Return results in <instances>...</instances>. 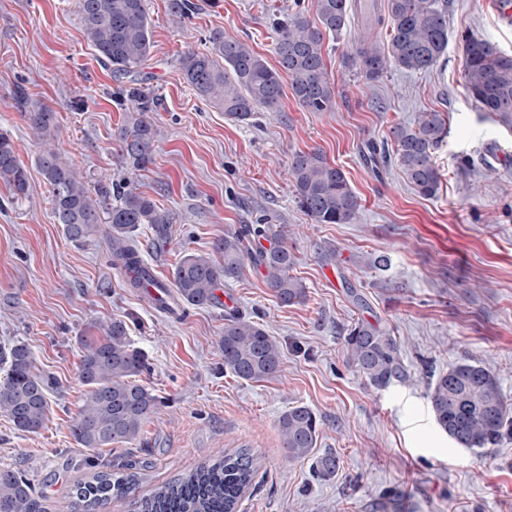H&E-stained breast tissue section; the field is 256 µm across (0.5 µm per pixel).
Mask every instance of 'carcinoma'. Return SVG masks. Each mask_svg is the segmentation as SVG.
Returning a JSON list of instances; mask_svg holds the SVG:
<instances>
[{
    "mask_svg": "<svg viewBox=\"0 0 512 512\" xmlns=\"http://www.w3.org/2000/svg\"><path fill=\"white\" fill-rule=\"evenodd\" d=\"M77 15L87 42L104 66L130 83L131 104L125 124L117 134L121 160L132 173L154 162L157 131L149 112L159 103L140 69L153 47L145 0H75ZM317 22L296 12L273 24L272 45L278 67L247 43L215 29L210 32L208 52H187L178 67L195 93L222 109L230 119L245 122L254 112H275L281 104V74L291 78L294 98L310 112H328L337 91L324 59V36H336L346 28L349 13L362 19L368 30L389 29L382 45L365 35L355 44L345 64L369 79L379 78L388 65L410 72L433 67L448 48V5L441 0H314ZM464 78L484 112L512 125V55L500 52L491 42L470 34L461 36ZM33 140L39 147L38 164L50 186L53 213L71 241L97 234L106 237L112 267L127 287L159 296L173 288L172 299L184 306L212 307L216 290L239 278L246 262L265 271L266 287L284 305L306 299V287L289 274L296 258L286 245L287 234L279 224H248L239 232L226 233L216 244L221 262L190 253L171 273L170 283L159 280L135 247L134 235L144 224L163 230L174 223L171 211L137 191L131 181L99 183V200L89 196L82 173L64 158L58 147L56 113L31 101L25 90L16 94ZM447 136L442 114L421 112L411 126L397 124L390 130L398 167L422 197H433L440 186L434 151ZM289 177L298 206L319 224L355 223L360 202L344 172L319 150L296 152L289 163ZM0 183L19 198L28 192L26 168L19 161L11 135L0 132ZM269 242L249 251L246 236ZM101 335L81 340L79 377L89 387L72 427L75 442L87 450L128 444L137 440L142 426L157 409V397L137 377L148 362L129 336L122 320L99 325ZM348 362L376 389L405 383L410 373L398 341L370 322L346 328ZM224 371L245 381H263L281 372L282 355L274 337L258 323L236 312L224 315L221 338ZM0 413L20 432L37 433L48 409L52 379L37 371L24 344L0 349ZM431 409L438 426L463 448H494L512 437V403L504 399L497 376L469 361L428 376ZM278 431L288 460L303 461L316 448L319 419L308 406L295 405L278 418ZM260 469L247 448L210 459L180 477L155 487L141 498L140 512H237ZM340 471V459L324 453L315 461V472L324 480ZM131 473L97 472L76 487L72 508L96 512L114 497H123L134 484ZM0 512H40L35 489L19 469L0 470Z\"/></svg>",
    "mask_w": 512,
    "mask_h": 512,
    "instance_id": "1",
    "label": "carcinoma"
}]
</instances>
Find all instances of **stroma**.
Listing matches in <instances>:
<instances>
[{"mask_svg":"<svg viewBox=\"0 0 512 512\" xmlns=\"http://www.w3.org/2000/svg\"><path fill=\"white\" fill-rule=\"evenodd\" d=\"M194 2L177 25L171 0H145L153 48L142 71L161 100L151 114L158 142L153 164L130 177L116 140L127 113L116 96L121 82L87 43L74 0H0V129L11 133L29 178L19 199L0 184V347L25 343L54 382L39 432H18L0 415V469L26 472L42 512H60L77 481L131 467L138 484L105 512H136L155 485L248 448L261 468L239 512H512V440L456 447L427 396L429 373L469 360L490 369L512 401V129L477 107L459 40L469 32L512 54V22L487 0H448L452 37L439 62L422 73L392 67L372 81L343 64L365 30L351 18L324 43L338 90L332 111L301 107L286 77L279 111L245 124L195 94L179 55L207 51L210 31L221 28L275 63L274 20L298 11L315 19L314 2ZM20 85L56 112L60 148L89 188L127 176L172 211L166 234L144 225L135 239L161 280L182 255L214 254L218 239L242 225L287 226L303 303L281 305L262 268L250 264L222 288L236 312L275 337L279 376L250 382L225 373V307L165 314L125 286L102 238L66 239L15 104ZM427 111L443 113L449 127L434 154L441 183L431 198L412 189L395 161L376 172L363 159L367 141H383L392 125ZM315 148L345 172L361 204L356 223L319 224L297 206L288 163ZM381 254L389 258L382 269L373 264ZM112 319L126 322L147 356L141 380L158 406L135 443L89 451L71 435L87 393L80 340ZM359 320L397 338L409 382L365 384L343 339ZM302 404L319 419L317 453L341 459L333 479L288 460L277 421Z\"/></svg>","mask_w":512,"mask_h":512,"instance_id":"35a3bbf8","label":"stroma"}]
</instances>
